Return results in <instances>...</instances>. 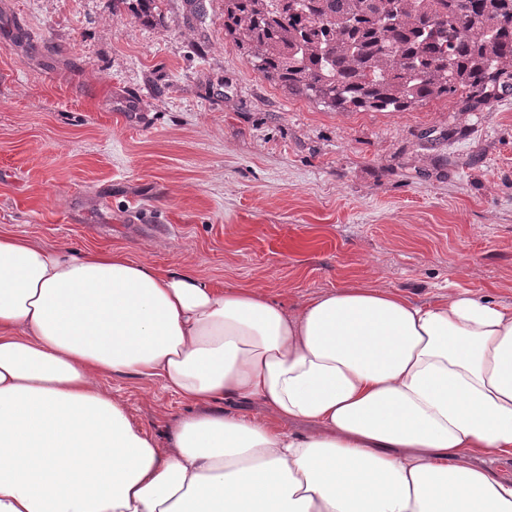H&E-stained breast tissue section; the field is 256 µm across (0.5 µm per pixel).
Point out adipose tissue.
Masks as SVG:
<instances>
[{"instance_id":"adipose-tissue-1","label":"adipose tissue","mask_w":512,"mask_h":512,"mask_svg":"<svg viewBox=\"0 0 512 512\" xmlns=\"http://www.w3.org/2000/svg\"><path fill=\"white\" fill-rule=\"evenodd\" d=\"M198 405L173 449L102 379ZM259 402L299 435L213 410ZM512 306L370 288L300 314L243 289L0 234V512H512Z\"/></svg>"}]
</instances>
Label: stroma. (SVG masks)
I'll return each instance as SVG.
<instances>
[{"mask_svg": "<svg viewBox=\"0 0 512 512\" xmlns=\"http://www.w3.org/2000/svg\"><path fill=\"white\" fill-rule=\"evenodd\" d=\"M0 0V233L119 248L299 312L338 285L512 305V99L335 112L224 35V0ZM430 128L444 141L426 146ZM163 449L192 405L105 380ZM117 8L128 7L143 21L150 22L161 15L160 3L164 0H113Z\"/></svg>", "mask_w": 512, "mask_h": 512, "instance_id": "obj_1", "label": "stroma"}]
</instances>
